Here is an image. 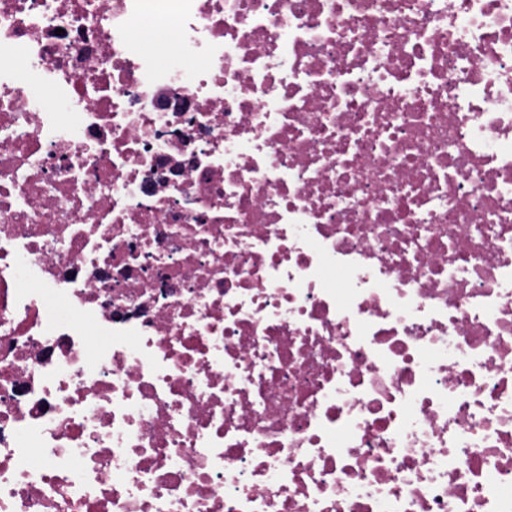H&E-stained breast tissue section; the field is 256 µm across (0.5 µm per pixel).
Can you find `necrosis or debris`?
Wrapping results in <instances>:
<instances>
[{
    "instance_id": "1",
    "label": "necrosis or debris",
    "mask_w": 512,
    "mask_h": 512,
    "mask_svg": "<svg viewBox=\"0 0 512 512\" xmlns=\"http://www.w3.org/2000/svg\"><path fill=\"white\" fill-rule=\"evenodd\" d=\"M0 512H512V0H0Z\"/></svg>"
}]
</instances>
